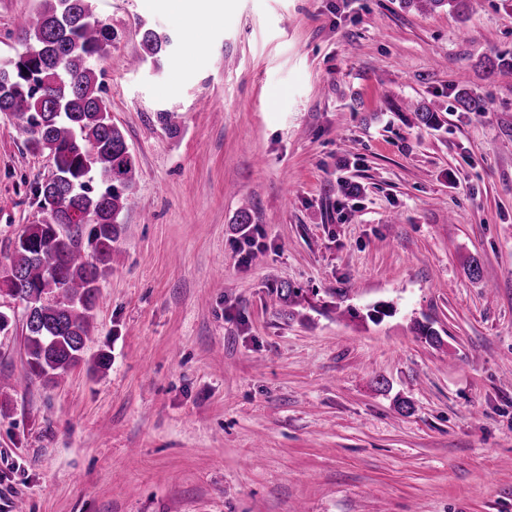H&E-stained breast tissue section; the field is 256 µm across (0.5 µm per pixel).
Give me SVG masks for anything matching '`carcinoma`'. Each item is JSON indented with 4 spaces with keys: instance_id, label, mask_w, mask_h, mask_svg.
Segmentation results:
<instances>
[{
    "instance_id": "cac0c4a2",
    "label": "carcinoma",
    "mask_w": 512,
    "mask_h": 512,
    "mask_svg": "<svg viewBox=\"0 0 512 512\" xmlns=\"http://www.w3.org/2000/svg\"><path fill=\"white\" fill-rule=\"evenodd\" d=\"M404 2L431 12L447 5L462 15L473 0ZM18 33L23 51L0 63V112L16 120L29 150L52 157L54 170L33 187L46 217L16 237L9 264L0 265V287L26 306L27 375L54 378L84 360L136 160L102 96L94 62L105 57L112 29L94 17L91 0H40ZM168 44L167 36L144 30L134 63ZM458 102L464 112L486 111L485 100L466 91ZM408 109L418 125L437 122L421 103Z\"/></svg>"
}]
</instances>
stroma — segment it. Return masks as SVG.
<instances>
[{
    "instance_id": "obj_1",
    "label": "stroma",
    "mask_w": 512,
    "mask_h": 512,
    "mask_svg": "<svg viewBox=\"0 0 512 512\" xmlns=\"http://www.w3.org/2000/svg\"><path fill=\"white\" fill-rule=\"evenodd\" d=\"M37 3L0 0V60ZM94 8L136 185L86 362L0 390V512H512V0H231L181 74L173 14ZM145 25L170 44L134 67ZM51 169L0 113V263Z\"/></svg>"
}]
</instances>
